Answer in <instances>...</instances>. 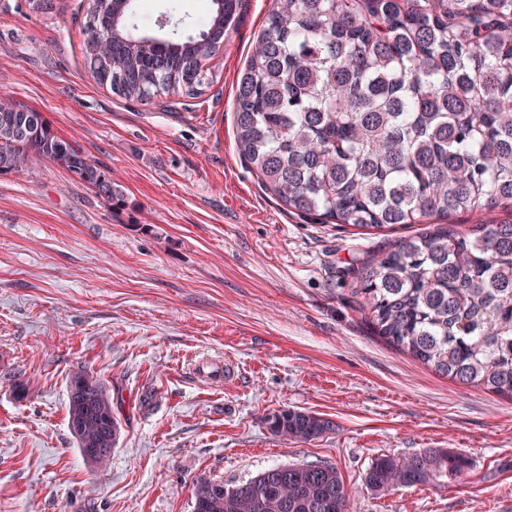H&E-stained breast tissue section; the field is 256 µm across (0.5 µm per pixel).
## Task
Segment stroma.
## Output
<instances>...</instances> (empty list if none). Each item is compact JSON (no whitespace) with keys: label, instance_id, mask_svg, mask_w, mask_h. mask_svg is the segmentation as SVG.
Listing matches in <instances>:
<instances>
[{"label":"stroma","instance_id":"stroma-1","mask_svg":"<svg viewBox=\"0 0 512 512\" xmlns=\"http://www.w3.org/2000/svg\"><path fill=\"white\" fill-rule=\"evenodd\" d=\"M206 3L153 0L152 14L185 37ZM271 8L244 0L201 96L127 101L87 66L88 0L43 13L0 0V88L123 193L109 205L40 158L0 175V512H192L196 477L231 486L312 461L336 467L353 512H512V398L397 351L337 277L426 225L300 218L239 156L236 84ZM213 363L234 378H202ZM81 370L109 386L122 424L103 466L68 429ZM283 408L334 429L307 444L275 436L266 417ZM426 448L466 454L469 476L366 490L372 459Z\"/></svg>","mask_w":512,"mask_h":512}]
</instances>
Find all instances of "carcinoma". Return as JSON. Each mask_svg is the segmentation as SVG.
I'll list each match as a JSON object with an SVG mask.
<instances>
[{
    "label": "carcinoma",
    "mask_w": 512,
    "mask_h": 512,
    "mask_svg": "<svg viewBox=\"0 0 512 512\" xmlns=\"http://www.w3.org/2000/svg\"><path fill=\"white\" fill-rule=\"evenodd\" d=\"M196 35L162 38L147 0L115 18L92 4L85 46L112 42L107 85L126 100L214 83L223 15L240 0H208ZM237 148L265 190L288 211L319 224L393 229L454 213L512 210V0H274L236 85ZM48 159L100 198L122 197L42 115L0 94V174ZM372 330L438 374L512 396V224H476L470 233L435 224L385 245L348 270ZM85 383L74 407V384ZM80 417L78 448L120 438L107 386L75 374L68 415ZM270 431L310 442L334 428L327 418L284 408ZM472 468L450 448L380 455L365 473L374 493L456 482ZM193 512H351L336 467L277 465L234 486L200 476Z\"/></svg>",
    "instance_id": "carcinoma-1"
}]
</instances>
